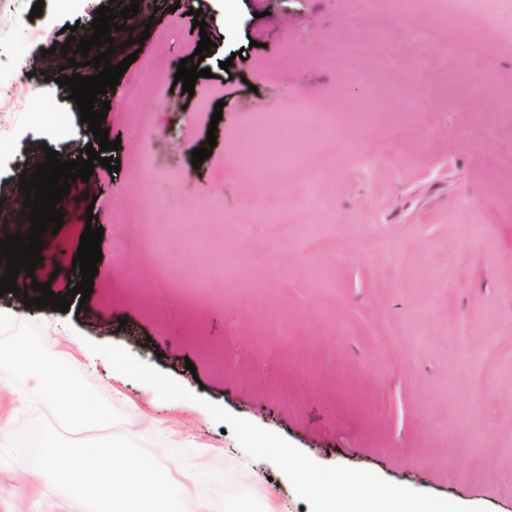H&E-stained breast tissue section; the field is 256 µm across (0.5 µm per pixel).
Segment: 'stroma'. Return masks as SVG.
Masks as SVG:
<instances>
[{
	"mask_svg": "<svg viewBox=\"0 0 512 512\" xmlns=\"http://www.w3.org/2000/svg\"><path fill=\"white\" fill-rule=\"evenodd\" d=\"M34 2L0 0V139L9 144L0 153V238L31 227L20 174L35 172L46 150L71 161L94 140L57 82L66 59L53 44L66 42L68 25L90 37L102 5L130 4L44 0L34 18ZM172 4L142 0L114 33L118 63L133 52L128 39L149 31L162 80L146 84L132 65L107 92L102 126L119 143L120 170L98 165L89 181L72 184L51 250L16 281L25 292L47 282L65 295L56 257L76 253L92 215L104 234L89 300L62 313L0 295V309L15 317L0 328V346L58 338L88 393L104 384L115 391L111 429L160 426L164 465L172 476L196 477L191 501L220 507L262 484L278 512L304 505L272 462L250 457L210 417L207 400L319 464L512 512V168L486 164L490 153L512 158V110L502 105L512 95V6L492 16L495 44L455 62L448 53L469 26L448 27L441 0H418L404 21L386 6L363 17L352 0H194L202 30ZM419 27L434 28L432 44L415 38ZM204 33L214 44L205 56L212 75L188 95L174 75ZM381 38L389 62L370 53L337 62V46ZM355 72L364 76L358 87ZM479 80L488 90L478 100ZM272 112L289 113L311 146L293 166L258 176L238 151L261 147V120ZM211 129L216 145L193 165L191 152ZM386 139L395 154L364 167L365 144ZM144 157L155 161L148 175ZM313 170L327 200L317 208L303 201ZM150 195L179 203L193 223H113V212ZM218 202L220 220L212 215ZM152 231L169 240L168 267L148 246ZM217 265L223 275L203 292L182 288L183 269ZM158 300L181 317L156 313ZM267 320L280 323V335L262 336ZM391 324L400 334L387 344L380 335ZM92 342L128 350L200 402L159 399L108 369ZM0 411L16 430L53 417L34 375L1 360ZM474 455L488 464L478 478ZM67 500L46 475L25 479L0 463V512H68Z\"/></svg>",
	"mask_w": 512,
	"mask_h": 512,
	"instance_id": "1",
	"label": "stroma"
}]
</instances>
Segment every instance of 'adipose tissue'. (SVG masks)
<instances>
[{
  "label": "adipose tissue",
  "instance_id": "adipose-tissue-1",
  "mask_svg": "<svg viewBox=\"0 0 512 512\" xmlns=\"http://www.w3.org/2000/svg\"><path fill=\"white\" fill-rule=\"evenodd\" d=\"M11 360L18 372L37 371L44 398L57 418L70 428L83 430L109 422L110 411L105 399L88 398L73 380L57 340L44 339L34 348L24 342L16 343Z\"/></svg>",
  "mask_w": 512,
  "mask_h": 512
}]
</instances>
